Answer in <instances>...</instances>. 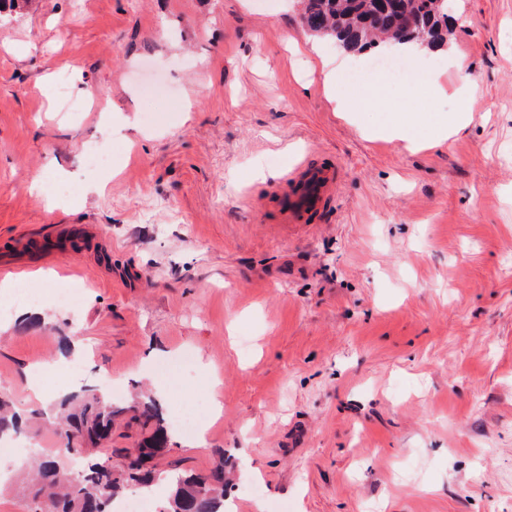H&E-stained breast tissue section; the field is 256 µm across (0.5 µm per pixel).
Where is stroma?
I'll return each mask as SVG.
<instances>
[{"label": "stroma", "instance_id": "stroma-1", "mask_svg": "<svg viewBox=\"0 0 512 512\" xmlns=\"http://www.w3.org/2000/svg\"><path fill=\"white\" fill-rule=\"evenodd\" d=\"M454 16L411 70L437 63L450 88L464 61L473 120L416 150L365 129L456 100L424 80L381 109L346 82L328 95L322 62L365 57L291 0H33L0 19V280L36 274L45 323L0 313V397L32 416L27 442L60 447L34 413L64 387L36 400L29 370L80 338V380L111 378L113 406L152 398L173 422L219 392L203 439L171 429L157 464L201 474L223 451L234 512H512V0ZM305 162L338 185L313 223H276ZM64 177L99 190H31ZM186 355L206 370L158 374Z\"/></svg>", "mask_w": 512, "mask_h": 512}]
</instances>
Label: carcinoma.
Returning a JSON list of instances; mask_svg holds the SVG:
<instances>
[{
  "instance_id": "carcinoma-1",
  "label": "carcinoma",
  "mask_w": 512,
  "mask_h": 512,
  "mask_svg": "<svg viewBox=\"0 0 512 512\" xmlns=\"http://www.w3.org/2000/svg\"><path fill=\"white\" fill-rule=\"evenodd\" d=\"M303 27L317 37L331 38L348 54L384 44L433 49L445 45L453 31L439 0H396L399 7L379 8L380 0H299ZM122 413L112 408L103 388L85 385L45 413L63 448L57 454H36L13 478L31 485L25 512H114L115 501L134 488L160 482L171 485L166 512H224V455L203 474L185 476L160 471L156 461L170 438L156 403L144 402L134 419L147 429L120 472L92 448L112 439V423ZM23 427L22 416L0 399V438Z\"/></svg>"
}]
</instances>
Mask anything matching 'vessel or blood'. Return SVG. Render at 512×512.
<instances>
[{
  "mask_svg": "<svg viewBox=\"0 0 512 512\" xmlns=\"http://www.w3.org/2000/svg\"><path fill=\"white\" fill-rule=\"evenodd\" d=\"M338 172L334 165H302L288 176V183L277 199V221L305 224L322 208L331 193Z\"/></svg>",
  "mask_w": 512,
  "mask_h": 512,
  "instance_id": "obj_1",
  "label": "vessel or blood"
}]
</instances>
